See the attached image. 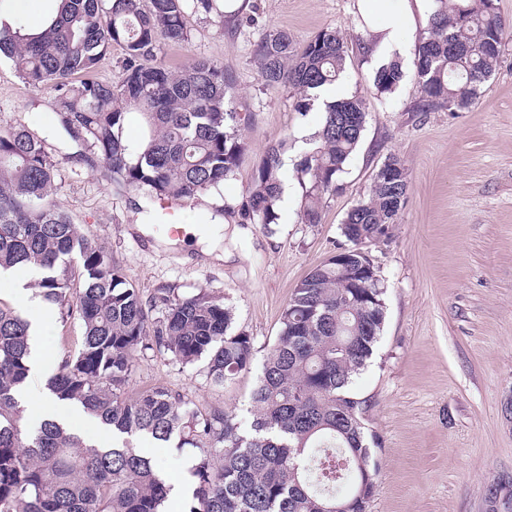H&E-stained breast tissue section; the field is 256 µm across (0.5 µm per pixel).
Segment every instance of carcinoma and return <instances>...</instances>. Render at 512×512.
I'll return each mask as SVG.
<instances>
[{"instance_id":"obj_1","label":"carcinoma","mask_w":512,"mask_h":512,"mask_svg":"<svg viewBox=\"0 0 512 512\" xmlns=\"http://www.w3.org/2000/svg\"><path fill=\"white\" fill-rule=\"evenodd\" d=\"M223 14L219 0H62L39 33L0 25V59L38 89L55 86L62 130L81 147L75 157L103 161L119 187L147 199L188 204L219 190L250 146L224 66L193 59L177 70L153 63L160 41L188 39V12ZM507 33L496 0H430L415 53L419 98L414 112L468 107L494 73ZM114 45L123 51L117 84L87 79ZM264 85L297 95V108L320 107L318 146L300 163L308 176L302 220L318 224L324 197L339 189L365 130L367 104L356 93L334 101L324 92L346 69V38L325 28L304 45L284 30L255 42ZM405 77L399 59L378 65L375 95ZM139 114L147 135L125 136ZM284 143L268 146L253 170L240 211L251 224H276L283 189ZM404 162L389 155L369 193L348 210L342 234L360 251L349 268L336 256L294 289L251 393L252 419L202 412L166 387L128 394L138 352L152 350L188 366L207 360L216 385L250 366L252 337L233 328L224 301L205 292L161 293L148 300L109 253L54 200V164L46 139L20 123L0 131V268L32 267L41 297L75 315L77 349L63 356L48 386L118 435L145 434L198 450L187 512H326L341 502L369 512L378 480L365 423L366 401L352 391L373 355L385 320L384 286L364 245L388 241L408 195ZM162 317L152 320V311ZM29 320L0 307V512H163L169 486L153 461L129 441L100 448L60 423L27 427L19 394L28 365Z\"/></svg>"}]
</instances>
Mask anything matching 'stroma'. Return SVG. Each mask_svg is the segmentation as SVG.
<instances>
[{"mask_svg":"<svg viewBox=\"0 0 512 512\" xmlns=\"http://www.w3.org/2000/svg\"><path fill=\"white\" fill-rule=\"evenodd\" d=\"M186 20L187 41L161 44L156 61L171 69L194 58L223 63L234 106L248 119L243 134L251 152L221 192L181 207L178 223L196 224L202 212L228 201L240 205L264 148L288 143L282 161L289 196L278 224L240 225L221 242L232 254L225 262L203 260L192 236L165 245L158 233L142 234L144 193L113 186L99 169L76 162L77 146L59 127L54 89L29 87L11 62L0 61V130L23 122L45 138L58 173L56 203L79 230L104 243L143 298L164 289L176 297L207 292L231 307L235 329L254 341L249 368L223 387L210 383L205 362L185 367L142 351L130 391L164 386L194 408L248 420L251 392L294 288L344 244L346 212L368 194L385 158L398 155L408 173L407 202L392 239L365 246L385 288V320L353 385L368 401L366 424L376 438L379 476L370 512H489L490 484L512 480V417L504 411L512 400V35L468 108L415 112L413 61L423 14L402 48L405 77L383 97L372 91L380 58L365 55L354 38L366 30L359 0H243L231 18ZM326 27L349 35L341 84L365 96L368 115L339 190L328 197L320 223L306 224L307 178L299 163L316 146L321 114L299 113L289 90L265 86L252 46L271 28L302 44ZM43 334L44 368L32 373L22 403L32 425L46 416L48 379L63 353L79 345L81 329L54 305ZM133 443L169 485L196 457L195 449L144 436Z\"/></svg>","mask_w":512,"mask_h":512,"instance_id":"1","label":"stroma"}]
</instances>
